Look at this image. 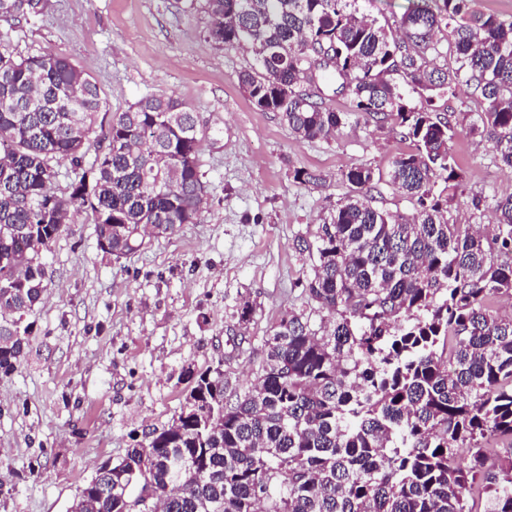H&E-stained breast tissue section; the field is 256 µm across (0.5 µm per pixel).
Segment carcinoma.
<instances>
[{
    "label": "carcinoma",
    "mask_w": 512,
    "mask_h": 512,
    "mask_svg": "<svg viewBox=\"0 0 512 512\" xmlns=\"http://www.w3.org/2000/svg\"><path fill=\"white\" fill-rule=\"evenodd\" d=\"M218 44L246 46L239 74L252 104L296 139L335 137L351 116L390 123L413 150L383 172L353 165L351 192L296 239L303 281L323 313L290 311L265 343L262 371L235 401L224 378L194 376L176 420L97 472L72 512H512V194L492 230L453 224L463 185L450 143L459 125L435 101L460 81L482 105L470 131L512 169V22L471 0H418L380 24L364 0H203ZM0 0V19L41 13ZM452 57L455 67L437 64ZM340 83L351 109L321 87ZM99 88L70 59L16 58L0 43V375L21 365L49 280L45 251L66 215L91 216L99 247L120 260L198 219L206 134L183 102L148 95L98 123ZM104 150L84 168L86 144ZM81 171L51 190L52 162ZM390 185L410 215L373 207ZM469 464L458 466L460 451Z\"/></svg>",
    "instance_id": "carcinoma-1"
}]
</instances>
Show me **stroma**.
Returning <instances> with one entry per match:
<instances>
[{
	"instance_id": "1",
	"label": "stroma",
	"mask_w": 512,
	"mask_h": 512,
	"mask_svg": "<svg viewBox=\"0 0 512 512\" xmlns=\"http://www.w3.org/2000/svg\"><path fill=\"white\" fill-rule=\"evenodd\" d=\"M210 25L202 0H46L39 15L0 20L14 56L69 58L107 112L171 96L209 129L197 223L119 261L100 249L86 215L51 244L25 357L0 377V512H69L99 464L173 422L189 373L220 372L231 401L251 389L273 326L308 307L300 283L310 261L296 238L349 193L346 169L383 170L412 149L390 126L353 120L335 140H296L240 86L251 50L215 43ZM451 147L463 191L448 205L450 222L491 225V209L472 199L511 194L512 170L466 129ZM299 168L324 184H296Z\"/></svg>"
}]
</instances>
